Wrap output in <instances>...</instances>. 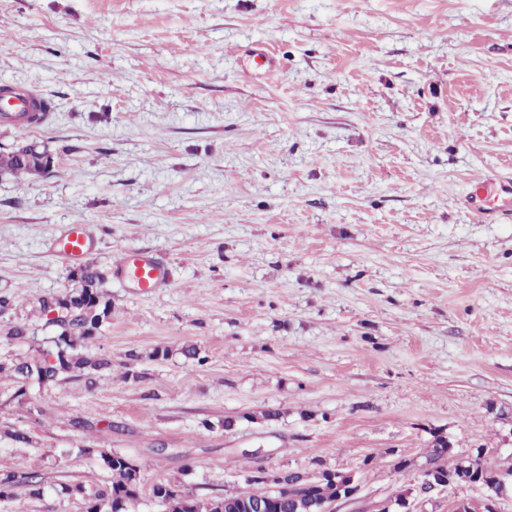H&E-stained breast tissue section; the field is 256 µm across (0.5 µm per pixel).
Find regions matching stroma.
I'll list each match as a JSON object with an SVG mask.
<instances>
[{
	"instance_id": "stroma-1",
	"label": "stroma",
	"mask_w": 512,
	"mask_h": 512,
	"mask_svg": "<svg viewBox=\"0 0 512 512\" xmlns=\"http://www.w3.org/2000/svg\"><path fill=\"white\" fill-rule=\"evenodd\" d=\"M4 86L54 110L0 120V150L53 161L0 177V324L35 336L0 363L48 348L39 301L70 289L57 241L84 224L112 368L22 404L0 377V468L45 477L0 512H84L60 486L107 484L103 449L203 498L262 468L354 473L337 512L481 506L419 480L440 440L512 467V215L459 204L512 175V0H0ZM127 250L170 285L119 282Z\"/></svg>"
}]
</instances>
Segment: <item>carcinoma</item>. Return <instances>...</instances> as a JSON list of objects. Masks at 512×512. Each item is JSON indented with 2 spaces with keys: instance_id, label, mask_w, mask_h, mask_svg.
I'll return each instance as SVG.
<instances>
[{
  "instance_id": "1",
  "label": "carcinoma",
  "mask_w": 512,
  "mask_h": 512,
  "mask_svg": "<svg viewBox=\"0 0 512 512\" xmlns=\"http://www.w3.org/2000/svg\"><path fill=\"white\" fill-rule=\"evenodd\" d=\"M49 159L47 151L38 149L32 144L16 145L8 151L0 152V176L23 178L34 176L45 160ZM85 282L99 286L98 292L102 295V306L95 313L84 311L68 323L69 335L58 334L57 341L65 348L58 351L56 363L47 361L46 355L38 358H23L5 366L0 364V374L9 372V376L17 380V388L12 399L19 403L29 400L31 390L42 388L59 380L63 374L75 373L89 382L92 375L107 370L112 366L110 357L104 354H89L85 352L96 334L89 331L87 324H93L98 319H107L112 303L106 297L104 290V276L93 265H86ZM30 329L27 324L17 322L11 326L0 329V339L8 341H26L30 339ZM447 452L439 445L430 450V463L433 465L434 476L467 477L478 474L481 477L494 478L498 473L485 466L481 455L469 460H460L453 466L443 464ZM104 465L111 472V481L107 485L87 486L83 483L68 485L67 490L80 497L85 504V512H137L136 504L142 494L141 469L127 461L123 455L108 451L100 452ZM298 476L290 473L286 476L284 490L278 493L265 491L259 494H247L242 498L238 494L226 497L212 496L198 498L174 482H158L150 489V495L163 508V512H224V501L234 505L244 500H262L266 504L265 512H311L312 500L330 499L336 496V486L331 483H320L304 493L295 490ZM44 477L39 470L15 471L0 470V500L13 499L22 493L31 496L41 494Z\"/></svg>"
}]
</instances>
